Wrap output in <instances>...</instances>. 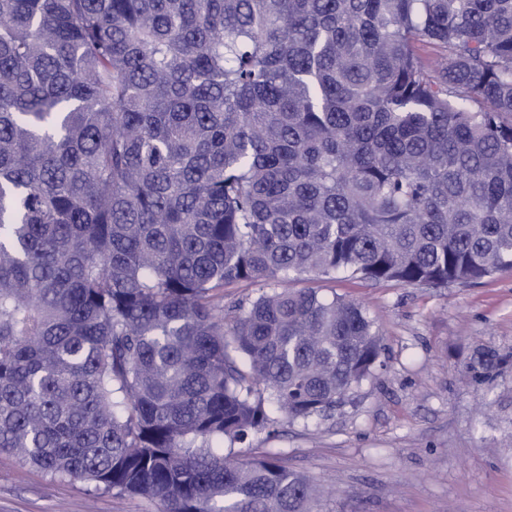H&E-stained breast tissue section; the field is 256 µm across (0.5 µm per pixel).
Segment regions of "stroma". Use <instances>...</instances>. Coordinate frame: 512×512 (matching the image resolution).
I'll return each instance as SVG.
<instances>
[{
  "instance_id": "obj_1",
  "label": "stroma",
  "mask_w": 512,
  "mask_h": 512,
  "mask_svg": "<svg viewBox=\"0 0 512 512\" xmlns=\"http://www.w3.org/2000/svg\"><path fill=\"white\" fill-rule=\"evenodd\" d=\"M299 288L356 300L381 334V364L333 413L236 445L308 475L323 512H512V362L487 388L463 368L478 349L512 355V274L445 288L339 272ZM146 499L93 495L0 452V512H157Z\"/></svg>"
}]
</instances>
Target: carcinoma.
<instances>
[{"label":"carcinoma","mask_w":512,"mask_h":512,"mask_svg":"<svg viewBox=\"0 0 512 512\" xmlns=\"http://www.w3.org/2000/svg\"><path fill=\"white\" fill-rule=\"evenodd\" d=\"M507 116L512 0H0V450L159 512H312L224 445L336 409L381 333L286 283L511 273Z\"/></svg>","instance_id":"cac0c4a2"}]
</instances>
